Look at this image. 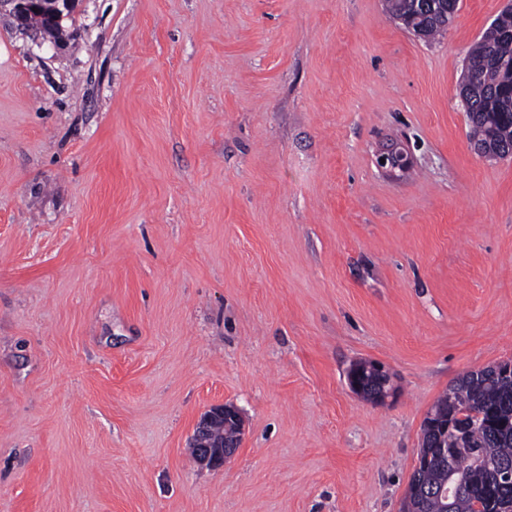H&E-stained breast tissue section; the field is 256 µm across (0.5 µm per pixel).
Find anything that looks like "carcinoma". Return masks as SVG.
<instances>
[{
  "label": "carcinoma",
  "instance_id": "1",
  "mask_svg": "<svg viewBox=\"0 0 512 512\" xmlns=\"http://www.w3.org/2000/svg\"><path fill=\"white\" fill-rule=\"evenodd\" d=\"M459 0H385L390 18L419 37L442 34L458 10ZM512 10L494 18L469 49L459 86L469 121V138L482 144L484 155H512ZM441 396L433 410L456 414L459 434L448 435L454 449L451 465L433 466L413 474L405 500L416 512H474L480 502L492 512L489 497L512 498V482L500 486L489 465L512 468V378L493 367L463 373ZM464 491L445 500L435 493L442 486Z\"/></svg>",
  "mask_w": 512,
  "mask_h": 512
}]
</instances>
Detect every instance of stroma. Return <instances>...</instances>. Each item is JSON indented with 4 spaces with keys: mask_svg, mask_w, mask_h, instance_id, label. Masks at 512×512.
Masks as SVG:
<instances>
[{
    "mask_svg": "<svg viewBox=\"0 0 512 512\" xmlns=\"http://www.w3.org/2000/svg\"><path fill=\"white\" fill-rule=\"evenodd\" d=\"M506 4L423 40L383 0H80L58 46L0 11V512H400L431 406L512 360V156L458 96ZM350 390L372 404H384L397 393L392 374L372 361L353 363L346 372ZM223 420L225 426L231 427L230 432H224L223 427L217 424L213 427L214 439L211 435L213 424ZM244 439V423L239 409L232 404H222L209 409L200 419L195 429L191 454L201 463L211 469L223 468L236 455L238 448L242 447ZM198 450V451H197Z\"/></svg>",
    "mask_w": 512,
    "mask_h": 512,
    "instance_id": "1",
    "label": "stroma"
}]
</instances>
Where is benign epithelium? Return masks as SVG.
<instances>
[{
  "mask_svg": "<svg viewBox=\"0 0 512 512\" xmlns=\"http://www.w3.org/2000/svg\"><path fill=\"white\" fill-rule=\"evenodd\" d=\"M79 0H0V8L10 7L18 26L29 27L32 15L36 12L43 16L39 31L43 38L58 45L65 40L63 21L76 9ZM385 162L380 167L399 169L408 165L407 155L397 149L380 154ZM350 390L372 404H384L397 393L392 374L384 366L372 361L353 363L346 372ZM221 420L231 431L223 433L222 438L211 435L213 424ZM244 423L239 409L232 404H222L209 409L200 419L195 429L192 443L198 450L199 461L211 469L224 467L242 447Z\"/></svg>",
  "mask_w": 512,
  "mask_h": 512,
  "instance_id": "benign-epithelium-1",
  "label": "benign epithelium"
}]
</instances>
